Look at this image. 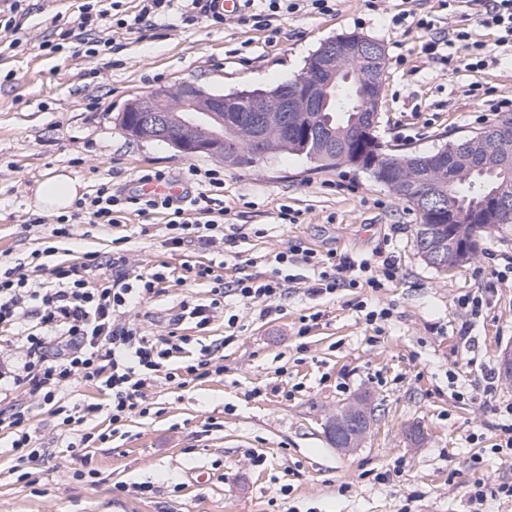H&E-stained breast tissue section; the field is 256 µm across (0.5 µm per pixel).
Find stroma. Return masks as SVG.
<instances>
[{
	"label": "stroma",
	"instance_id": "35a3bbf8",
	"mask_svg": "<svg viewBox=\"0 0 512 512\" xmlns=\"http://www.w3.org/2000/svg\"><path fill=\"white\" fill-rule=\"evenodd\" d=\"M84 2L26 0L16 18L22 47L0 37V261L21 265L37 284L48 274L30 266L31 251L49 247L53 262L73 264L86 252H110L124 235L135 275L161 263H217L224 310L207 331H191L187 352L194 359L210 353L224 372L182 388L157 380L146 391L149 415L117 428L92 385H61L47 405L24 389L8 392L0 405L24 412L36 446L48 454L28 464L29 479L18 480L12 435L0 430V512H512V498L480 507L468 498L477 478L512 482V461L495 450L498 409L512 404V385L498 380L492 392L484 390L486 375L501 371L503 350L512 349V280L494 276L512 262V227L487 236L477 260L440 271L416 249L415 213L361 169L316 170L291 153L235 166L130 139L120 127L125 103L154 88L192 81L214 92L268 89L297 75L323 40L358 33L388 55L381 140L430 153L496 122L470 89L478 83L512 97V51L498 50L497 64L480 71L425 56L430 37L459 29L494 42L466 0L447 7L441 0H378L373 7L336 0L333 12L277 21L273 35L233 21L187 22L175 12L143 39L101 29L121 45L113 55L43 54L52 19L75 16ZM404 10L430 20L431 30L393 25ZM191 165L224 172L229 224L222 253L193 243L166 250L158 218L149 225L133 214L118 224H77L67 239L52 234L55 212H45L41 224L27 221L49 172L68 174L87 194L102 183L129 191L146 169L178 180ZM283 205L298 211L297 223H280ZM240 224L248 235L237 232ZM290 246L358 260L382 247L397 277L376 291L312 296L304 280L313 271L305 267L282 296L281 315L260 317L233 283L264 272L258 257ZM465 294L482 298L479 316L459 307ZM187 296L208 302V284L167 282L125 319L148 335H166ZM363 299L391 310L382 334L366 324L357 307ZM314 313L317 325L300 334L302 318ZM467 320L472 331L464 341L458 330ZM362 391L374 399L373 425L363 447L343 455L323 424ZM90 404L98 412H87ZM75 407L86 412L80 432L91 436L82 450L69 448L62 423ZM414 425L424 433L418 445L405 438Z\"/></svg>",
	"mask_w": 512,
	"mask_h": 512
}]
</instances>
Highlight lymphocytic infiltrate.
<instances>
[{
  "instance_id": "lymphocytic-infiltrate-1",
  "label": "lymphocytic infiltrate",
  "mask_w": 512,
  "mask_h": 512,
  "mask_svg": "<svg viewBox=\"0 0 512 512\" xmlns=\"http://www.w3.org/2000/svg\"><path fill=\"white\" fill-rule=\"evenodd\" d=\"M476 6L480 26L495 28L497 44L512 48V0H471ZM122 0H112L110 9L90 10L81 6L70 28H58L56 37L42 41L41 51L62 52L80 43L85 54L99 55L111 50V39L92 38L91 33L105 24L129 33H144L154 27L156 17L179 10L184 18L205 17L213 23L225 20L216 0H137L132 13L121 12ZM335 0H243L240 23H253L259 30L272 28L279 17L301 11L326 14L333 11ZM424 53L444 62L460 60L465 67L480 70L495 57L486 52L482 41L472 32L459 30L452 38H433L423 46ZM186 182H204L208 191L188 200H176L157 193H114L100 185L94 193L80 198L72 214L56 219V236H68L74 224H115L122 215L146 217L163 214L168 230L164 244L175 250L194 242L205 249H217L224 243V223L228 214L220 194L224 180L218 170L200 171L188 167ZM275 266L261 275L238 278L235 291L242 299L259 308L261 316L280 314L279 300L292 277L291 266L309 265L317 271L308 287L314 296L334 293L336 288L384 287L392 281L397 268L391 258L374 264L337 256L329 252L318 257L311 250L292 246L274 256ZM129 257L124 238L112 241V252L103 257L85 253L80 266L53 265L48 286L32 289L19 267L0 268V333L17 336L26 347L21 366H0V392L25 388L41 403H51L60 383L94 385L111 399L112 424L146 415V389L157 378L183 387L190 382L218 374L220 366L202 359L179 363L178 357L190 339L181 332L183 320H192L198 331H206L218 310L224 307V278L214 268L202 263H182L180 280L205 281L210 285L209 303L182 301L179 314L170 318L166 337L151 338L123 319L130 307L149 302L168 280L166 271L129 276ZM37 304L39 321L26 328L22 319L30 304Z\"/></svg>"
}]
</instances>
